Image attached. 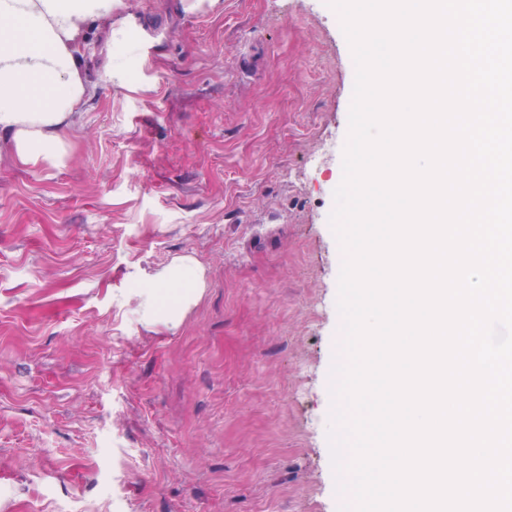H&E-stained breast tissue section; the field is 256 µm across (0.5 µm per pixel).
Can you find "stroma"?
Here are the masks:
<instances>
[{"mask_svg": "<svg viewBox=\"0 0 512 512\" xmlns=\"http://www.w3.org/2000/svg\"><path fill=\"white\" fill-rule=\"evenodd\" d=\"M59 167L0 162V512H339L329 222L355 64L325 0H126ZM175 330L138 293L178 254ZM206 288L204 264L192 254L174 256L149 276L138 294L143 321L149 326L178 329Z\"/></svg>", "mask_w": 512, "mask_h": 512, "instance_id": "1", "label": "stroma"}]
</instances>
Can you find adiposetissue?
<instances>
[{
  "label": "adipose tissue",
  "instance_id": "ef3b65f1",
  "mask_svg": "<svg viewBox=\"0 0 512 512\" xmlns=\"http://www.w3.org/2000/svg\"><path fill=\"white\" fill-rule=\"evenodd\" d=\"M123 0H0V153L22 167L56 162L96 87L85 76L93 23L108 43L124 38ZM204 264L192 254L158 267L139 293L143 321L179 328L205 295Z\"/></svg>",
  "mask_w": 512,
  "mask_h": 512
}]
</instances>
